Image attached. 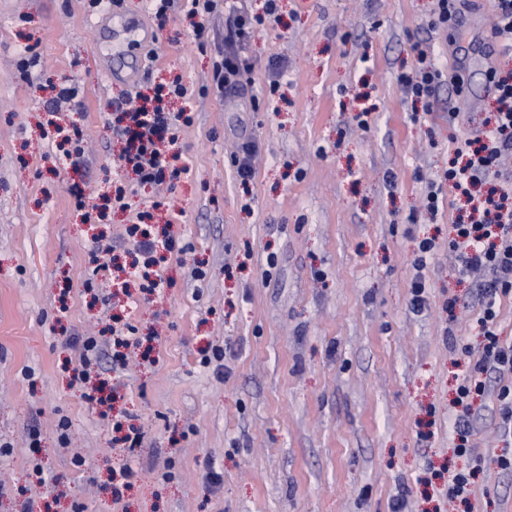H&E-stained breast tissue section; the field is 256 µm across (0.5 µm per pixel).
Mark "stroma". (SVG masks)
<instances>
[{
	"label": "stroma",
	"instance_id": "35a3bbf8",
	"mask_svg": "<svg viewBox=\"0 0 512 512\" xmlns=\"http://www.w3.org/2000/svg\"><path fill=\"white\" fill-rule=\"evenodd\" d=\"M432 3L277 0L278 24L254 34L243 93L224 96L201 90L223 12L206 20L204 52L188 20L157 28L145 0L115 7L142 29L135 42L91 27L88 0H0V444L12 447L0 455V512H394L399 498L409 512H512V472L492 461L504 446L493 389L473 416L469 503L448 500L465 463L452 399L471 362L460 347L481 341L479 285L448 254L454 191L443 189L435 214L423 200L454 140L490 109L477 51L494 39V4L472 0L432 32ZM421 41L436 68L466 65L463 93L441 85L425 114L399 81ZM27 51L40 61L24 73ZM175 76L186 96L174 106L193 115L176 132L187 171L159 206L117 168L115 128L122 101ZM62 82L78 95L50 112ZM52 120L80 134L78 164L59 157ZM246 139L256 164L245 183L230 154ZM117 180L122 204L85 223ZM132 224L166 226L186 248L158 268L172 283L163 297L120 276L136 255ZM426 237L437 252L419 273L416 311L413 259ZM99 242L112 247L102 271ZM120 322L154 337L152 357L128 348L126 371L92 378L110 406L87 404L64 365L85 336L110 353ZM119 418L144 440L138 475L117 495ZM36 463L41 485L29 477Z\"/></svg>",
	"mask_w": 512,
	"mask_h": 512
}]
</instances>
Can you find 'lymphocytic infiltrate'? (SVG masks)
Instances as JSON below:
<instances>
[{"label": "lymphocytic infiltrate", "mask_w": 512, "mask_h": 512, "mask_svg": "<svg viewBox=\"0 0 512 512\" xmlns=\"http://www.w3.org/2000/svg\"><path fill=\"white\" fill-rule=\"evenodd\" d=\"M218 0H150L158 23H166L176 11L194 21L196 34H204V16L212 13ZM223 50L217 51L212 81L217 92L237 88L236 78L249 70L243 48L256 27L278 22L276 0H265L263 13L250 15L232 10ZM419 67L414 74L401 75L400 81L412 102L430 106L442 81L460 87V69L442 74L419 54ZM490 94L496 103L494 112L474 136L460 139L454 150L456 159L443 174L449 187L463 196H473L477 185L488 184L486 194L478 196L472 206L471 220L456 218L448 240V250L458 263L461 274L485 272L486 280L478 292L480 306L477 324L483 340L476 363L466 370L457 390L458 408L455 432L458 456H470L471 406L474 398L484 396L490 382H498L499 427L504 435L512 434V341L503 340L498 332L499 301L512 295V178L499 168L500 158L512 153V70L498 66L488 68ZM180 81L154 86L152 95H138L133 106L124 108L120 133L126 145L119 156L121 168L132 171L140 184L156 185L168 178H177L181 158L175 151V130L178 123H191L186 112L171 114L162 110L165 98L184 95Z\"/></svg>", "instance_id": "lymphocytic-infiltrate-1"}]
</instances>
